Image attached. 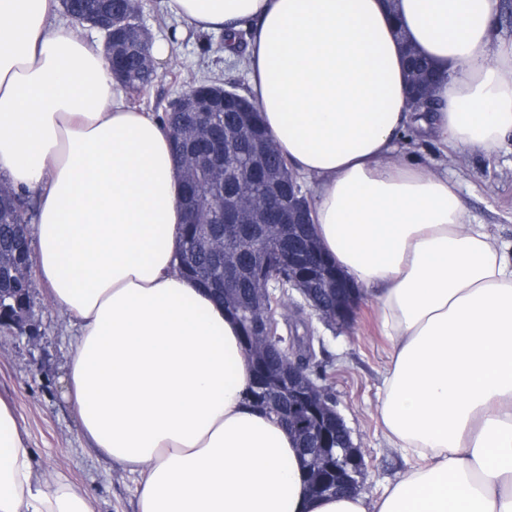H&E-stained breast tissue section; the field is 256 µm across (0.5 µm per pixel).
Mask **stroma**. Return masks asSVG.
I'll return each instance as SVG.
<instances>
[{"mask_svg": "<svg viewBox=\"0 0 512 512\" xmlns=\"http://www.w3.org/2000/svg\"><path fill=\"white\" fill-rule=\"evenodd\" d=\"M141 18L153 40L168 42V58L138 108L163 113L195 80L209 77L219 85L246 89L247 70L224 50V37L203 32L168 13L162 0H141ZM399 144L422 163L447 162L448 177L469 213L512 243V142L492 154L465 150L443 159L437 147L415 128ZM35 319L42 333L37 347L25 340L0 342V395L9 397L33 450L37 473H63L92 502L95 512H136L138 475L122 471L80 432L77 412L65 396V378L77 328L68 314L54 307L43 285L34 289ZM301 322L313 336L315 363L333 394L336 407L360 445L365 461L362 490L376 499L403 472L400 449L388 443L377 414L388 345L380 333L376 308L362 296L355 318L344 329L328 328L303 313Z\"/></svg>", "mask_w": 512, "mask_h": 512, "instance_id": "obj_1", "label": "stroma"}]
</instances>
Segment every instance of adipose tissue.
I'll list each match as a JSON object with an SVG mask.
<instances>
[{
	"instance_id": "ef3b65f1",
	"label": "adipose tissue",
	"mask_w": 512,
	"mask_h": 512,
	"mask_svg": "<svg viewBox=\"0 0 512 512\" xmlns=\"http://www.w3.org/2000/svg\"><path fill=\"white\" fill-rule=\"evenodd\" d=\"M197 29L250 25L248 93L314 233L376 303L389 343L378 413L411 459L386 493L313 495L296 442L249 403L236 320L178 269L170 140L116 99L101 47L57 0H0V182L36 200L39 276L78 327L66 397L83 436L138 474L136 512H512V259L447 173L406 159L512 137V39L498 0H165ZM442 76L410 112L402 43ZM0 512H94L38 476L0 397ZM403 151L421 163L437 165L443 160L437 147L424 135L413 127H408L399 140Z\"/></svg>"
}]
</instances>
